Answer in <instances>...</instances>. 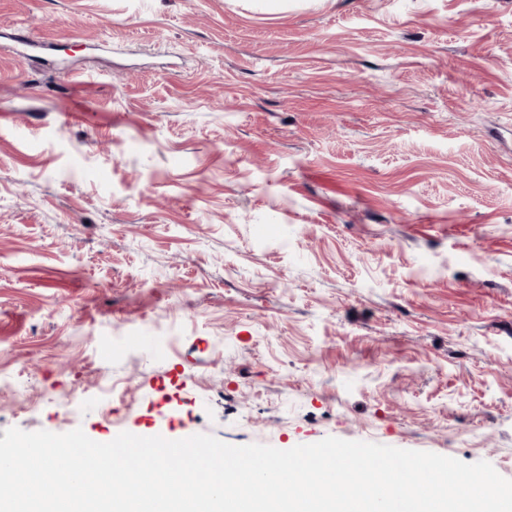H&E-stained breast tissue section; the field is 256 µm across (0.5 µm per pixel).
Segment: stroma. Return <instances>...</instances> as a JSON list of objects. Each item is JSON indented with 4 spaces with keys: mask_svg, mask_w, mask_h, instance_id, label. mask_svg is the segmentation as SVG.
Listing matches in <instances>:
<instances>
[{
    "mask_svg": "<svg viewBox=\"0 0 512 512\" xmlns=\"http://www.w3.org/2000/svg\"><path fill=\"white\" fill-rule=\"evenodd\" d=\"M12 427L512 479V0H0Z\"/></svg>",
    "mask_w": 512,
    "mask_h": 512,
    "instance_id": "35a3bbf8",
    "label": "stroma"
}]
</instances>
